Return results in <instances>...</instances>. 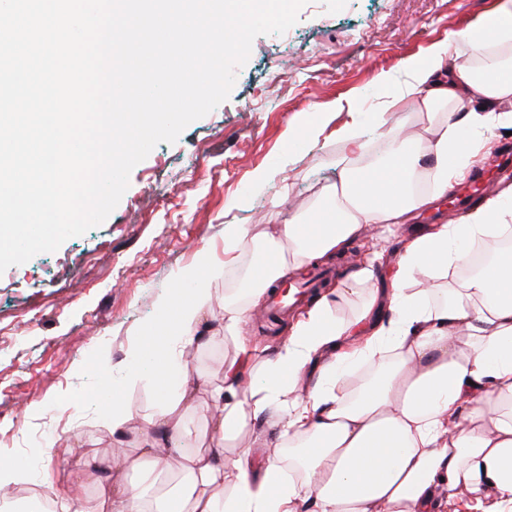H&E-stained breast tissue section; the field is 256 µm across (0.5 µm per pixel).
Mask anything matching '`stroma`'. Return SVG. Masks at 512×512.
<instances>
[{
    "instance_id": "obj_1",
    "label": "stroma",
    "mask_w": 512,
    "mask_h": 512,
    "mask_svg": "<svg viewBox=\"0 0 512 512\" xmlns=\"http://www.w3.org/2000/svg\"><path fill=\"white\" fill-rule=\"evenodd\" d=\"M496 3L307 0L287 32L254 39L226 101L133 168L102 224L1 273L0 464L25 472L52 465L58 498L76 487L94 497L85 474L113 455V406L132 414L130 445L158 406L152 371L141 372L137 385L125 383L134 345L154 354L164 347L162 337L142 335L159 315L158 300L175 292L182 271L208 257L223 259L227 225L274 234L315 206L336 180L337 157L350 152L340 133L345 124L359 122L376 146L378 115L402 133L421 132L427 118L414 99H399L392 85L374 93L376 74L403 78L407 60L423 59L440 43L467 60L453 33L482 28ZM510 150L512 134L497 133L436 209L401 225L395 237L369 228L350 240L329 263L334 280L376 251L392 262L415 228L461 223V205L486 198L476 171L495 170ZM239 271L230 266L210 282L206 319L214 337L186 365L188 384L200 389L199 405L183 422L193 450L210 446V392L222 385L224 360L235 352L224 335V298Z\"/></svg>"
}]
</instances>
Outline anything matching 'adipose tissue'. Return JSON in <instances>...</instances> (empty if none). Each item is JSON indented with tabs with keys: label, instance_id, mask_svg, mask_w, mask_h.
<instances>
[{
	"label": "adipose tissue",
	"instance_id": "ef3b65f1",
	"mask_svg": "<svg viewBox=\"0 0 512 512\" xmlns=\"http://www.w3.org/2000/svg\"><path fill=\"white\" fill-rule=\"evenodd\" d=\"M493 24L481 34L454 33L470 55L456 63L447 46L405 66L399 94L417 100L431 119L424 135L401 138L389 128L380 135L388 150L379 162L357 167L367 144L359 125L344 139L351 156L337 160L338 180L328 187L313 215L282 225L276 238L258 239L243 224H230L232 251L263 247L242 288L224 302V333L236 343L224 363V385L212 391L213 432L232 445L231 454L167 447L179 429L182 409L195 406V392L161 399L150 421L157 436L142 445L131 467H147L166 491L137 485L101 484L91 499L54 493V471L45 468L42 499L56 512H445L448 500L466 489L476 512H512V253L503 252L456 288L433 287L449 268L466 266L468 245L495 246L512 236L500 223L501 204L490 198L459 224H437L407 241L391 273L389 291L374 279L378 258L350 274L369 290L358 315L333 318L323 300L293 329L273 356L256 359L243 337L251 310L269 287L306 262L332 255L366 227L393 231L414 211L431 206L460 176L457 158L476 156L497 130L511 124L512 63L500 48L512 45V0H499ZM478 112H457L463 102ZM474 129L469 143L459 127ZM186 270L192 295L161 300L166 317L151 333L167 345L158 383L180 367L184 351L207 332L210 280ZM378 358L374 372L352 385L350 369ZM277 432L287 461L256 451L241 436L258 417Z\"/></svg>",
	"mask_w": 512,
	"mask_h": 512
}]
</instances>
